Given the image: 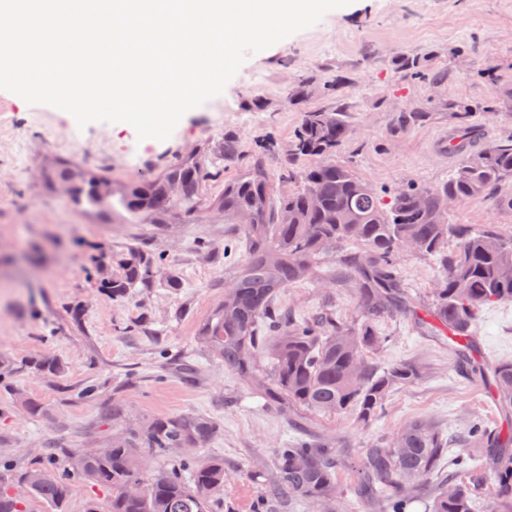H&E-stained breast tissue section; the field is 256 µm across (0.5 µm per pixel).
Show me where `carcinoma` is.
<instances>
[{"mask_svg": "<svg viewBox=\"0 0 512 512\" xmlns=\"http://www.w3.org/2000/svg\"><path fill=\"white\" fill-rule=\"evenodd\" d=\"M394 63L406 74L424 73L423 62L397 54ZM454 130L467 138L477 124L474 113L490 112L448 101ZM429 113L417 107L393 116L394 126L423 122ZM352 133L345 109L313 108L302 113L288 153L277 173L266 159L280 155L274 140L260 145V156L243 174L224 183L217 198L206 193L212 171L197 156L169 165L140 181L116 185L93 171L61 163L48 176L53 188H68L71 202L102 217L123 215L129 224H198L211 211L233 224L248 210L253 220L242 225L248 253L232 286L197 331L198 341L224 366L234 370L272 405L306 408L313 413L350 415L362 426L383 412L389 393L422 377L412 364L378 370L368 353L381 343L375 325L384 315L405 314L422 331L445 337L457 363L472 377L492 384L496 403L512 415V362H486L476 357L474 327L480 311L512 300V236L498 226L474 229L449 223L448 199L460 203L490 196L494 205L512 211V142H495L465 150L458 144L457 163L435 186L409 183L401 194H381L367 187L350 167L334 159ZM240 156V138L224 133V163ZM313 157L316 162L297 171L290 160ZM296 182V189L276 193L273 177ZM360 246L336 256L339 279L354 287L360 319L354 326L328 314L302 319L277 314L273 302L284 288L316 275L318 258L342 243ZM414 245L417 255L439 265L431 302L416 310L406 292L399 256ZM111 277L93 273L96 288L114 300H127L166 276L168 262L136 243L110 251ZM25 369L43 377L64 371L50 356H31ZM123 421V438L110 452L87 459L75 469L77 448L48 445L43 461L17 472L0 460V512H27L40 501L50 512H66L70 485L89 481L112 491L107 512H215L216 494L224 490V460L201 459L185 448H199L218 432L213 418L196 413L128 420L119 401L105 416ZM467 436L485 448L490 470H471L467 458L446 459L459 442L424 421L415 420L392 441H375L357 457L354 472L358 499L380 512H411L419 498L429 499L430 512H472L475 494L492 481L500 497L512 498V435L470 423ZM274 480L257 497L252 512H269L283 502L300 500L337 512V472L344 457L328 443L300 439L274 453ZM448 460V468L442 461Z\"/></svg>", "mask_w": 512, "mask_h": 512, "instance_id": "obj_1", "label": "carcinoma"}]
</instances>
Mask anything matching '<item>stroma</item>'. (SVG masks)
Returning a JSON list of instances; mask_svg holds the SVG:
<instances>
[{
	"label": "stroma",
	"mask_w": 512,
	"mask_h": 512,
	"mask_svg": "<svg viewBox=\"0 0 512 512\" xmlns=\"http://www.w3.org/2000/svg\"><path fill=\"white\" fill-rule=\"evenodd\" d=\"M397 50L425 59L426 75L400 73L393 61ZM340 75L345 83H337ZM301 78L312 88L303 99L294 93ZM443 98L471 105L496 100V112L479 114L478 123L489 141L512 140V0H353L250 54L224 92L188 111L164 141L138 140L123 122L81 128L65 111L0 93V359L17 362L43 353L65 366L58 378L14 374V385L38 398L42 412L30 417L0 394L6 409L0 458L21 469L42 460L49 441L62 448L103 443L112 435L103 417L116 401L135 416L202 414L220 425L198 450L201 457L224 461L217 512H249L274 476L275 450L297 438L327 441L352 456L417 418L460 436L475 418L512 434V416H502L482 384L459 370L447 343L421 333L406 315L377 321L383 342L372 359L381 369L415 362L424 375L395 389L370 425L344 414L266 403L196 339L247 254L240 225L219 216L201 224H106L76 209L43 178L51 162L71 160L123 184L201 145L219 159L225 131H234L242 153L211 182L216 194L253 160L260 140L271 136L287 149L302 111L341 101L353 134L337 161L382 190L410 182L433 186L456 162L433 147L452 128L447 111L437 106ZM412 106L431 110V119L393 132L394 113ZM451 221L496 224L512 233V212L485 197L455 205ZM130 242L165 254L179 287H168L161 277L122 302L91 288V252ZM400 272L412 300L426 304L438 275L435 261L405 254ZM74 307L82 318L78 329L68 318ZM274 309L296 318L327 312L352 325L359 320L353 289L332 281L285 288ZM475 336L485 360H512V301L483 308ZM87 384L96 385V395L79 398Z\"/></svg>",
	"instance_id": "stroma-1"
}]
</instances>
